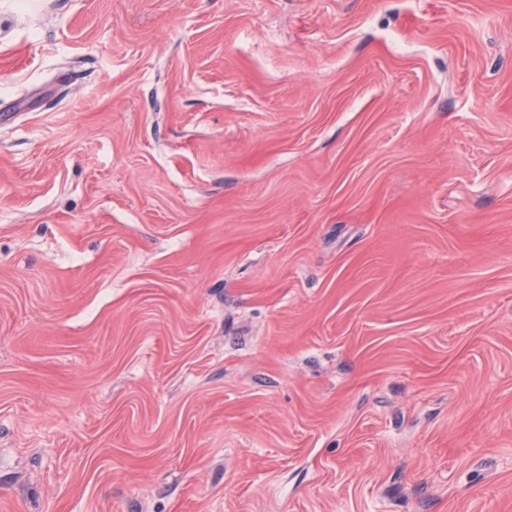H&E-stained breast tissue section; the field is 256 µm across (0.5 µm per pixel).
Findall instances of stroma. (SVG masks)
<instances>
[{
	"label": "stroma",
	"instance_id": "obj_1",
	"mask_svg": "<svg viewBox=\"0 0 512 512\" xmlns=\"http://www.w3.org/2000/svg\"><path fill=\"white\" fill-rule=\"evenodd\" d=\"M0 512H512V0H0Z\"/></svg>",
	"mask_w": 512,
	"mask_h": 512
}]
</instances>
